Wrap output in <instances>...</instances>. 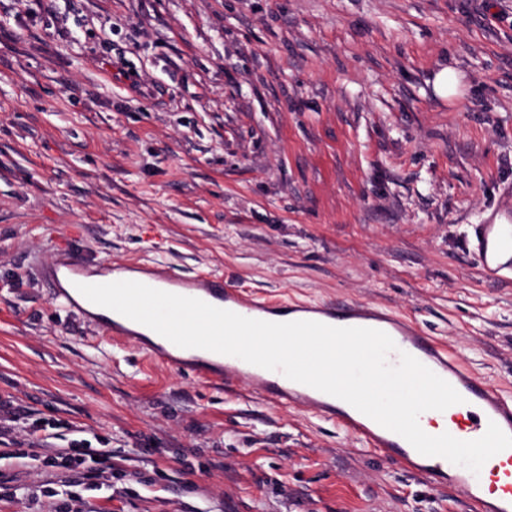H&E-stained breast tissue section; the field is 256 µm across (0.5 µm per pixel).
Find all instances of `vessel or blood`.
I'll list each match as a JSON object with an SVG mask.
<instances>
[{
  "instance_id": "vessel-or-blood-1",
  "label": "vessel or blood",
  "mask_w": 512,
  "mask_h": 512,
  "mask_svg": "<svg viewBox=\"0 0 512 512\" xmlns=\"http://www.w3.org/2000/svg\"><path fill=\"white\" fill-rule=\"evenodd\" d=\"M474 234L473 256L483 276L491 281L512 279V209L492 213L483 223L475 225ZM127 271L132 281L197 298L247 318L266 321L276 315L285 322L315 321L335 327L381 330L397 346L396 353L389 356L390 363H397L399 352L409 353L458 391L468 410L472 438H480L491 422L512 435V398H506L497 387L471 372L449 346L388 308L353 300L273 302L239 291L225 282L222 275L181 276L159 264L150 267L131 265ZM113 272L110 261L91 263L80 255L67 253L44 265L40 276L53 286L51 301L54 306L78 313L103 335L127 341L137 338L138 333L128 327L126 317L118 313L102 314L99 306L78 290L82 284L113 282ZM146 347L155 360L177 369L191 370L213 384L235 387L244 382L268 403L277 406L306 404L319 416L336 422L345 432L364 441L374 452L424 476L434 489L462 490L478 505L480 512H512V448L498 453L496 479L490 486L484 474L440 461L436 456L421 455L403 437L355 408L337 406L333 396L289 380L281 372L230 355L181 348L166 339L147 341Z\"/></svg>"
}]
</instances>
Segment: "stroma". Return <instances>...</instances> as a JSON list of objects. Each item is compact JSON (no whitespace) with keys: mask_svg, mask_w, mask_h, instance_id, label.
Wrapping results in <instances>:
<instances>
[{"mask_svg":"<svg viewBox=\"0 0 512 512\" xmlns=\"http://www.w3.org/2000/svg\"><path fill=\"white\" fill-rule=\"evenodd\" d=\"M509 191L512 0H0V512H477L305 406L110 342L40 268L383 305L512 397V281L469 252ZM35 422L113 468L28 466ZM435 91L442 98H454L460 95V81L455 71L445 68L435 77Z\"/></svg>","mask_w":512,"mask_h":512,"instance_id":"stroma-1","label":"stroma"}]
</instances>
